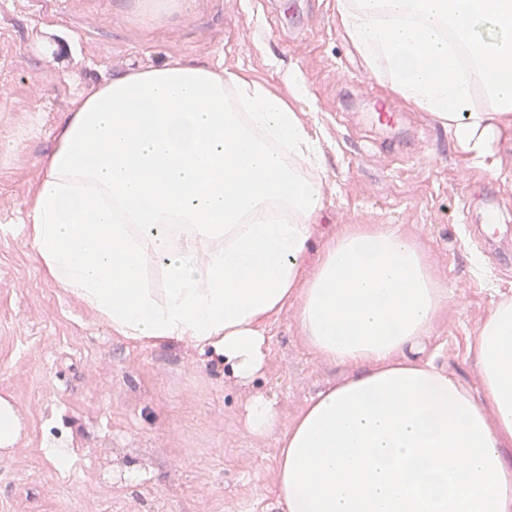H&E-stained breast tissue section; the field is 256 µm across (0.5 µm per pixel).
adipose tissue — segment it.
<instances>
[{
	"mask_svg": "<svg viewBox=\"0 0 512 512\" xmlns=\"http://www.w3.org/2000/svg\"><path fill=\"white\" fill-rule=\"evenodd\" d=\"M337 7L392 90L494 166L512 127V0ZM450 31L483 39L477 80L449 53ZM40 164L26 229L41 266L114 334L191 343L246 383L266 363L268 318L294 299L309 348L356 368L287 428L264 394L244 404L245 432L281 434V512H512V299L492 305L469 345L478 398L413 357L448 296L415 239L350 224L306 272L321 161L281 95L189 61L133 71L76 97Z\"/></svg>",
	"mask_w": 512,
	"mask_h": 512,
	"instance_id": "obj_1",
	"label": "adipose tissue"
}]
</instances>
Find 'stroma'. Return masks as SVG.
I'll return each mask as SVG.
<instances>
[{"instance_id":"stroma-1","label":"stroma","mask_w":512,"mask_h":512,"mask_svg":"<svg viewBox=\"0 0 512 512\" xmlns=\"http://www.w3.org/2000/svg\"><path fill=\"white\" fill-rule=\"evenodd\" d=\"M176 60L282 95L300 76L307 96L290 105L324 163L306 271L346 225L397 226L448 289L418 356L481 388L468 345L493 302L512 299V129L495 170L473 162L433 112L368 68L336 0H0V399L19 422L0 449V512H280L278 437L244 432V403L264 393L287 425L353 373L310 350L293 302L270 318L266 366L243 384L192 344L113 335L45 276L27 200L72 100ZM380 96L402 114L391 135L372 117ZM484 197L509 228L490 243L474 235ZM66 448L83 455L61 468L52 455Z\"/></svg>"}]
</instances>
